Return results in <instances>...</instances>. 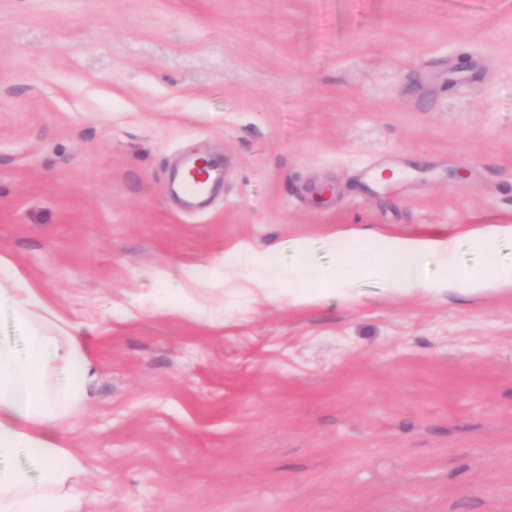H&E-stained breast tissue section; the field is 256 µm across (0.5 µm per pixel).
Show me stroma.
<instances>
[{
	"label": "stroma",
	"instance_id": "35a3bbf8",
	"mask_svg": "<svg viewBox=\"0 0 512 512\" xmlns=\"http://www.w3.org/2000/svg\"><path fill=\"white\" fill-rule=\"evenodd\" d=\"M483 224L512 225V0H0V256L95 327L84 512H512V288L292 300L332 233L453 238L471 274Z\"/></svg>",
	"mask_w": 512,
	"mask_h": 512
}]
</instances>
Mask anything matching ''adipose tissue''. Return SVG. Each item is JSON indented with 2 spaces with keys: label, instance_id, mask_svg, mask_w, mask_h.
Returning <instances> with one entry per match:
<instances>
[{
  "label": "adipose tissue",
  "instance_id": "adipose-tissue-1",
  "mask_svg": "<svg viewBox=\"0 0 512 512\" xmlns=\"http://www.w3.org/2000/svg\"><path fill=\"white\" fill-rule=\"evenodd\" d=\"M486 258L480 276L457 273L438 280L439 288L476 292L485 288H512V269L495 260L500 240L512 236V225L491 224L467 233ZM348 234L328 237L339 261L326 278L336 288L347 287L357 273H372L397 290L414 293L425 288L421 267L427 254L442 261L453 258L452 239L367 236L368 254L359 263L347 256ZM8 310L26 332L28 352L0 343V459L24 453L40 468L38 477L0 471V512H83V495L75 478L84 469L82 459L66 450L62 421L90 398L95 377L93 363L81 338L91 325L59 314L18 268L0 280V309Z\"/></svg>",
  "mask_w": 512,
  "mask_h": 512
}]
</instances>
